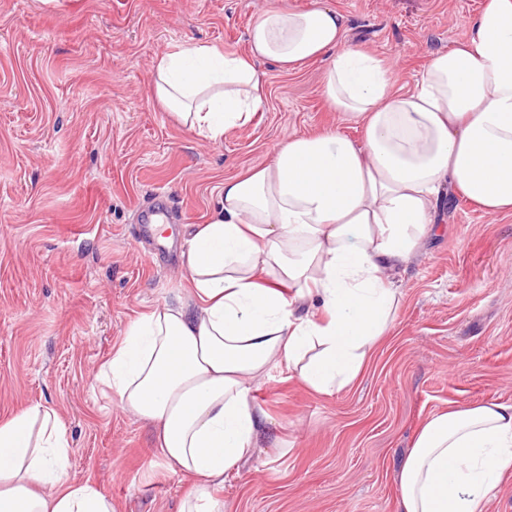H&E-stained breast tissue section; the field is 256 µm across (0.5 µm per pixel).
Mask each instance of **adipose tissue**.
I'll list each match as a JSON object with an SVG mask.
<instances>
[{
	"label": "adipose tissue",
	"mask_w": 512,
	"mask_h": 512,
	"mask_svg": "<svg viewBox=\"0 0 512 512\" xmlns=\"http://www.w3.org/2000/svg\"><path fill=\"white\" fill-rule=\"evenodd\" d=\"M337 10L276 7L248 31L249 52L191 43L157 61L153 95L197 137L219 143L264 106L258 61L292 71L328 62L330 108L359 121L288 138L272 164L226 178L220 209L187 240L188 299L139 315L96 379L149 422L167 471L193 480L178 512H224L219 492L261 452L256 384L286 368L313 392L351 386L393 328L405 269L437 222L445 191L512 214V0H484L458 46L434 53L399 90L381 59L344 45ZM55 409L0 419V512H115L68 472ZM512 470V404L431 415L398 474V512H486Z\"/></svg>",
	"instance_id": "obj_1"
}]
</instances>
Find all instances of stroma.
I'll return each instance as SVG.
<instances>
[{
    "instance_id": "1",
    "label": "stroma",
    "mask_w": 512,
    "mask_h": 512,
    "mask_svg": "<svg viewBox=\"0 0 512 512\" xmlns=\"http://www.w3.org/2000/svg\"><path fill=\"white\" fill-rule=\"evenodd\" d=\"M317 3L405 90L482 0H0V419L54 408L71 476L116 512H177L191 481L96 383L101 364L137 315L187 288L183 240L225 178L271 164L290 135H361L322 96L326 60L259 62L264 108L218 144L158 105L155 62L194 42L246 53L259 12ZM160 187L174 241L154 231L143 245L135 211ZM395 283V326L352 387L320 395L284 368L261 382L268 440L226 478L224 512H397L396 474L432 413L512 403V214L446 198Z\"/></svg>"
}]
</instances>
